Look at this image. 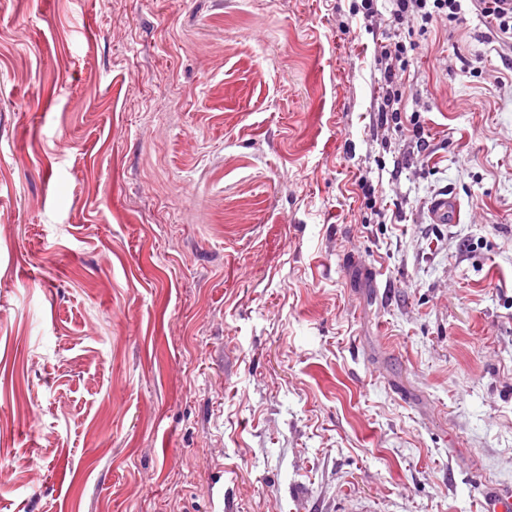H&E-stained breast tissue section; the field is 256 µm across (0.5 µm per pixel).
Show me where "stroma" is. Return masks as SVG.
I'll use <instances>...</instances> for the list:
<instances>
[{
	"mask_svg": "<svg viewBox=\"0 0 512 512\" xmlns=\"http://www.w3.org/2000/svg\"><path fill=\"white\" fill-rule=\"evenodd\" d=\"M360 4L0 0V512L512 491L507 48Z\"/></svg>",
	"mask_w": 512,
	"mask_h": 512,
	"instance_id": "obj_1",
	"label": "stroma"
}]
</instances>
